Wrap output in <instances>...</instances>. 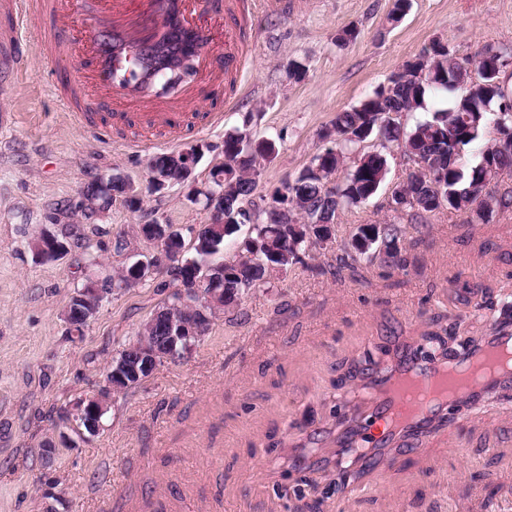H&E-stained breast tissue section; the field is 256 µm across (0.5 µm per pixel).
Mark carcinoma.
Wrapping results in <instances>:
<instances>
[{"instance_id": "1", "label": "carcinoma", "mask_w": 512, "mask_h": 512, "mask_svg": "<svg viewBox=\"0 0 512 512\" xmlns=\"http://www.w3.org/2000/svg\"><path fill=\"white\" fill-rule=\"evenodd\" d=\"M430 55L442 58V75L431 82L415 83L407 81L397 84L388 79L393 87L376 91L374 95L360 105L336 113L332 127L342 132L354 131L364 123L365 113L372 111L379 102L376 98L385 96V107L398 114L399 118L378 129L381 135V149L373 153H364L343 171L342 184L336 186V194L325 190V177L316 175L311 169H302L297 178L281 183L282 189L296 198L298 204L312 213L321 226L313 224H269L264 222L256 226L252 237L261 239L265 251L261 256L250 255V249L240 247V251L231 258V264L224 265V306L238 305L241 296L248 290L270 283L272 275L268 263L280 265L288 270L293 265L303 263V256L311 250H325L332 242V228L335 226L338 212L367 202L379 190L387 173V158L382 149L392 142L404 141L425 161L437 165L438 184L442 194L448 195V207L467 215L468 222H487L482 206L476 204L480 184L489 175L488 166H493L494 176L512 170V149L489 152L482 150L480 161L465 172L459 168L457 159L462 147L477 141L488 121V112L480 109L477 102L498 103V111L512 109V96L500 83L499 77L491 79V84L480 87L472 99H465L458 84L464 82L465 73L461 62H479L485 56L480 51L473 58H460L440 41L432 43L405 66L422 67ZM447 100V105L431 112L423 120L415 121L407 127L400 117L409 115L423 107L428 95ZM251 146L243 142L240 132L233 131L224 135V157L239 160L248 153ZM243 174L224 184V211L233 214L248 199L256 188L257 172L251 170L250 160H240ZM412 191L418 195V202L432 203V206L416 208L407 203L405 209L418 218L425 213L440 209L429 195L430 185L415 180ZM236 233L234 226L224 225L222 230L208 229L204 239L196 241L193 247L198 258L216 255L224 248L226 238ZM406 234L404 224H363L354 233L345 246L346 256L339 258V264L346 265V259L354 261L365 259L368 262L379 260L393 269L406 267L409 258L403 254V241Z\"/></svg>"}]
</instances>
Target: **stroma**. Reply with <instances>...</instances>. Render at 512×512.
<instances>
[{"mask_svg": "<svg viewBox=\"0 0 512 512\" xmlns=\"http://www.w3.org/2000/svg\"><path fill=\"white\" fill-rule=\"evenodd\" d=\"M393 8L394 0H283L264 11L246 0L254 67L243 93L229 107L210 97L192 104L199 120L173 143L135 121L108 141L97 127L75 126L48 91L54 62L22 61V83L0 81V105L17 121L0 129V512H512V388L417 451L394 454L369 482L340 487L327 469L336 398L355 400L356 373L448 327L477 344L495 335L491 310L458 302L457 285L512 294V209L471 224L442 208L425 214L424 230L412 228L391 207L413 167L394 143L380 190L338 215L327 249L245 292L190 353L116 396L99 434L44 450L174 288L160 270L113 290L79 335L64 318L74 291L115 275L130 252L153 253L140 225L174 224L189 240L209 221L204 202H187L176 186L139 211L119 200L95 223H78L68 207L88 179L142 184L148 158L204 142L210 150L194 171L202 183L224 159L225 133L239 130L276 142L248 204L261 220L270 190L328 148L336 113L424 47L441 41L471 57L489 43L512 45V0H410L396 22ZM346 29L355 39L342 40ZM292 60L306 67L301 79L287 74ZM217 111L218 125L204 120ZM378 222L407 225L409 265L329 274L357 227ZM47 228L67 231L69 249L46 262L27 241ZM120 237L128 249L116 250ZM290 424L308 429L299 446L286 438ZM267 464L273 476L263 474Z\"/></svg>", "mask_w": 512, "mask_h": 512, "instance_id": "stroma-1", "label": "stroma"}]
</instances>
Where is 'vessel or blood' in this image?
Returning a JSON list of instances; mask_svg holds the SVG:
<instances>
[{
  "label": "vessel or blood",
  "mask_w": 512,
  "mask_h": 512,
  "mask_svg": "<svg viewBox=\"0 0 512 512\" xmlns=\"http://www.w3.org/2000/svg\"><path fill=\"white\" fill-rule=\"evenodd\" d=\"M84 21L76 23L69 0H0V72L20 77L21 54L40 59L69 50L72 58L63 65L51 91L67 110L72 122L89 125L95 110L112 121H125L130 110L148 126L170 132L182 128L186 110L199 101V91L221 89L225 82L244 81L249 56L236 25V0H214L199 8L196 0H83ZM41 21L36 42L23 36L29 22ZM196 39L193 56L198 69L197 85H183L180 94L165 91L160 70L151 59L165 40L185 35ZM512 350V326L501 325L497 336L478 351L451 357H432L420 346L408 344L392 374L364 380L368 396L353 412L336 422L343 443L355 445L376 427L374 445L405 446L413 450L445 426L452 410H463L477 393L497 391L506 381L500 373L471 383L461 395L422 407L416 394L434 392L449 367H463L476 357Z\"/></svg>",
  "instance_id": "obj_1"
}]
</instances>
